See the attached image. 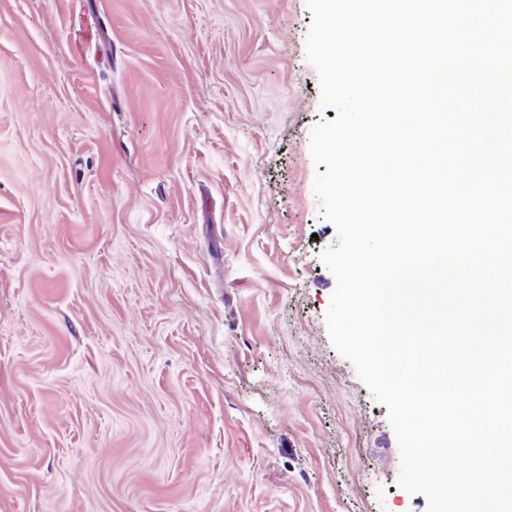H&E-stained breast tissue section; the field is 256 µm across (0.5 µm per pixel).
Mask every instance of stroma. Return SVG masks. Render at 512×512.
Here are the masks:
<instances>
[{"mask_svg":"<svg viewBox=\"0 0 512 512\" xmlns=\"http://www.w3.org/2000/svg\"><path fill=\"white\" fill-rule=\"evenodd\" d=\"M305 0H0V512H428L333 346Z\"/></svg>","mask_w":512,"mask_h":512,"instance_id":"35a3bbf8","label":"stroma"}]
</instances>
